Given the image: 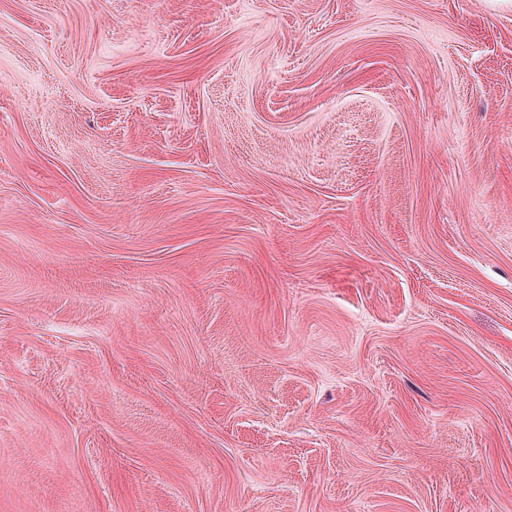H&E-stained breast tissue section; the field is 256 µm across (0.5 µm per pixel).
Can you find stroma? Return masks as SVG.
<instances>
[{
  "mask_svg": "<svg viewBox=\"0 0 512 512\" xmlns=\"http://www.w3.org/2000/svg\"><path fill=\"white\" fill-rule=\"evenodd\" d=\"M0 512H512V5L0 0Z\"/></svg>",
  "mask_w": 512,
  "mask_h": 512,
  "instance_id": "obj_1",
  "label": "stroma"
}]
</instances>
